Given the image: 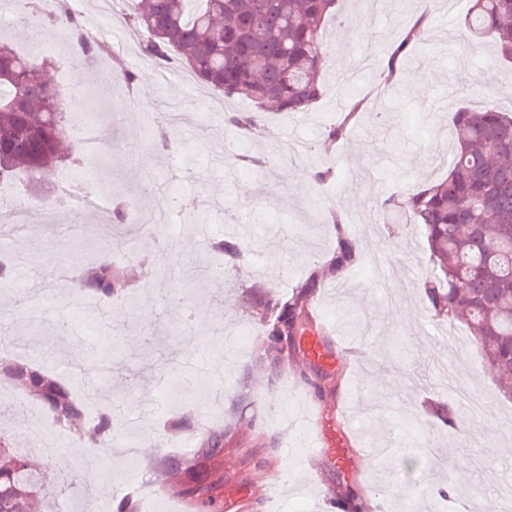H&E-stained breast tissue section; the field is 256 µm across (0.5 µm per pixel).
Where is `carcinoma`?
I'll list each match as a JSON object with an SVG mask.
<instances>
[{
  "instance_id": "obj_1",
  "label": "carcinoma",
  "mask_w": 512,
  "mask_h": 512,
  "mask_svg": "<svg viewBox=\"0 0 512 512\" xmlns=\"http://www.w3.org/2000/svg\"><path fill=\"white\" fill-rule=\"evenodd\" d=\"M26 23L37 32L56 28L66 32L71 48L86 66L107 53V47L89 41L80 17L65 0L56 9L43 0H18ZM339 0H136L129 23L147 34L141 52L160 63L176 58L192 75L226 98L243 99L258 111L226 112L225 127L246 136L256 127L260 111L274 107L306 112L324 94L322 69L326 63L323 32L338 15ZM429 13L419 15L412 27L385 54L377 85L380 95L395 89L402 64L415 47ZM464 25L487 41L497 58L512 64V0H471ZM73 107L64 93L45 79L34 54L18 52L0 39V179L28 180L50 174L64 157L69 141L68 117ZM370 103L354 98L342 117L325 127L329 142L347 138ZM455 151L448 176L426 186L411 188L400 202L401 217L421 229L438 273L423 286L426 308L436 319L463 321L497 372L499 388L512 396V114L487 102L462 106L453 116ZM102 153L73 161L94 170L104 165ZM131 200H112L109 221L130 225ZM336 245L321 269L296 286L293 297L274 300L259 313L264 342L271 350L282 337L299 335L304 303L318 287L319 274L341 275L363 262L356 239L345 228L349 218L331 211ZM211 251L224 265L237 261L242 249L235 239H215ZM70 287L112 304L128 282L127 273L107 258L77 269ZM5 381L38 402L62 430L81 428L84 445L107 448L116 430L112 407L87 418L85 405L69 383L37 364L0 350V382ZM430 414L457 430L451 405L434 403ZM224 452V431H214L201 443L198 455L215 459ZM47 493L44 475L28 458L12 453L0 465V512H33L36 499ZM383 490L368 486L351 499V512H365L366 500Z\"/></svg>"
}]
</instances>
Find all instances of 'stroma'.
<instances>
[{
    "mask_svg": "<svg viewBox=\"0 0 512 512\" xmlns=\"http://www.w3.org/2000/svg\"><path fill=\"white\" fill-rule=\"evenodd\" d=\"M469 7L470 0H453L447 10L438 0H342L339 20L325 29V92L310 111L269 113L246 139L212 112L179 129L169 151L141 141L175 106L201 107L210 88L187 81L178 65L156 83V63L119 19L85 23L88 37L107 46L108 65L76 66L70 52L52 58L54 84L79 80L96 114L107 117L112 159L100 178L103 192L131 197L152 226L139 235L138 251L161 265L136 307L115 305L109 316L91 319L90 298L64 287L60 273L109 251L115 225L93 220L72 231L33 221L23 234L0 239L18 255L17 272L40 290L34 299L11 283L0 289V341L73 380L90 410L111 391L122 420L118 437L140 444L128 461L81 447L69 433L54 438L55 455L33 453L62 512H112L111 498L90 493L101 473L119 488L150 489L169 484L175 460L201 472L190 493H174L178 512H341L337 500L348 489L375 485L385 494L372 500L373 512H435L449 484L480 491L478 500L450 502L449 512L475 503L480 512H512V475L501 467L512 454V400L500 393L467 327L426 312L421 285L436 273L427 241L382 207L403 200L410 186L447 176L452 115L474 103L487 77L496 80L499 109L512 110V67L493 65L492 47L464 27ZM425 8L433 22L406 62L407 80L376 102L390 112L389 129L368 114L346 139L324 143L325 125L344 107L338 85L373 84L385 52ZM364 24L372 40H364ZM461 59L471 75L466 83L455 79ZM122 67L141 77L133 94L140 106L116 113L112 100L126 92L112 75ZM243 153L272 161L255 173L234 166ZM322 164L339 171L338 182L290 187L280 176L287 166L311 172ZM327 193L336 208L357 216L348 230L364 254L362 265L324 280L313 295L320 322L338 338L357 326L360 361H346L339 349L331 367L308 360L295 338L281 352L268 350L256 313L265 300L290 299L332 252L333 227L317 211ZM230 228L244 249L231 269L207 249ZM101 353L111 357L112 375L92 367V355ZM448 358L458 383L483 394L488 410L464 415L460 431L444 434L448 454L439 457L428 448L422 406L448 401L436 388ZM346 403L361 435L356 447L370 453L360 474L345 472L335 458L304 454L312 443L306 411L335 420ZM216 428L225 432L224 452L200 462L196 450ZM62 453L67 462H59Z\"/></svg>",
    "mask_w": 512,
    "mask_h": 512,
    "instance_id": "stroma-1",
    "label": "stroma"
}]
</instances>
